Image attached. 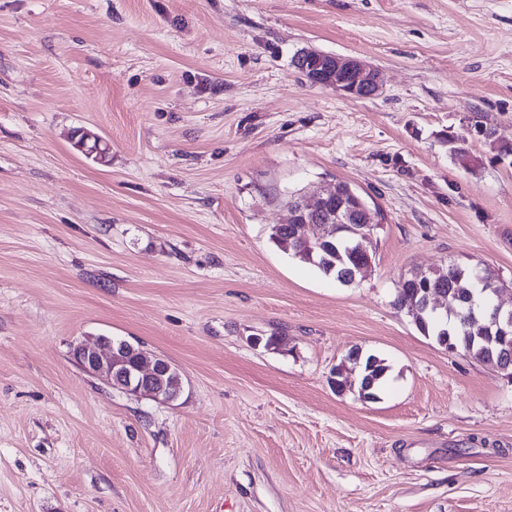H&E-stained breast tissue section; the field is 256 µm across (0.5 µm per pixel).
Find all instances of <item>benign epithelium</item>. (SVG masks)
<instances>
[{
  "instance_id": "7a95c632",
  "label": "benign epithelium",
  "mask_w": 512,
  "mask_h": 512,
  "mask_svg": "<svg viewBox=\"0 0 512 512\" xmlns=\"http://www.w3.org/2000/svg\"><path fill=\"white\" fill-rule=\"evenodd\" d=\"M294 66L298 69L309 66L315 68L317 74L312 79L313 83L333 88L350 97L372 98L382 90L378 70L356 57L305 49L295 56ZM76 137L87 156L97 160L105 158L106 149L102 148V140L96 134L83 129L76 132ZM339 200L342 205L336 209V222L347 223L352 219L353 209L343 205L345 194L341 185L336 186L332 192L319 195L312 205L298 202L289 220L292 238L312 246L314 241L307 237V227L311 224L325 227L323 216L328 213L329 204ZM418 279L426 284L423 295L426 307L434 308L436 299L447 297L443 284H429L428 274H420ZM483 310L501 333L499 370L512 378V308L506 309L502 304L492 302L484 305ZM133 350L134 345L125 339L115 342L110 336H100L92 343L78 345L76 354L87 372L111 387H120L135 396H147L158 402L176 400L178 393L168 390L163 381V377L172 369V364L166 360L154 362L150 359L136 362L131 359Z\"/></svg>"
}]
</instances>
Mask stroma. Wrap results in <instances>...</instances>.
Here are the masks:
<instances>
[{
    "label": "stroma",
    "instance_id": "stroma-1",
    "mask_svg": "<svg viewBox=\"0 0 512 512\" xmlns=\"http://www.w3.org/2000/svg\"><path fill=\"white\" fill-rule=\"evenodd\" d=\"M305 48L381 94L311 83ZM500 141L512 0H0V512H512V380L394 306L453 260L512 306ZM339 183L382 214L348 286L271 240ZM100 335L171 361L179 397L87 374ZM310 65L317 70L311 82L344 95L372 98L382 90L378 70L356 57L326 54L316 49L301 50L295 56L294 66L305 70ZM383 361L373 354L368 355L363 361L360 376V396L362 391H365V397L378 396L388 370ZM370 384H373L371 389L369 388Z\"/></svg>",
    "mask_w": 512,
    "mask_h": 512
}]
</instances>
